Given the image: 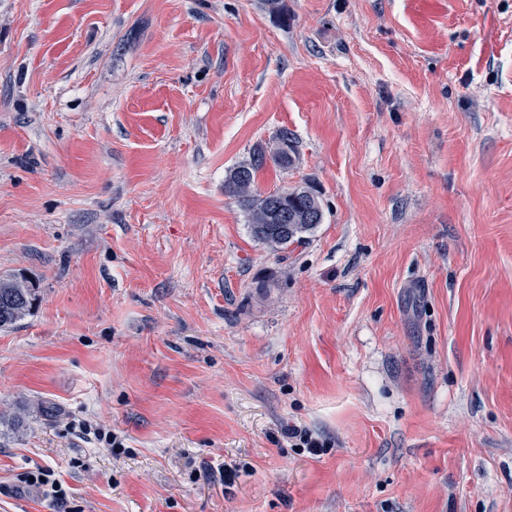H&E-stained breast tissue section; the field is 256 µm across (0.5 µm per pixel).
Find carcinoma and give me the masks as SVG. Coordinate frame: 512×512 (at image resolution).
Here are the masks:
<instances>
[{
	"label": "carcinoma",
	"instance_id": "1",
	"mask_svg": "<svg viewBox=\"0 0 512 512\" xmlns=\"http://www.w3.org/2000/svg\"><path fill=\"white\" fill-rule=\"evenodd\" d=\"M274 140L281 146H258L249 159L231 169L224 178V194L234 198L243 212L252 238L273 252H286L313 235L324 222L318 196L307 186L257 190V177L267 164L286 170L297 154L296 138L286 128ZM38 289L15 276L0 277V329L15 325L30 313Z\"/></svg>",
	"mask_w": 512,
	"mask_h": 512
}]
</instances>
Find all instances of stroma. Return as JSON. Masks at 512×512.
<instances>
[{
  "label": "stroma",
  "instance_id": "stroma-1",
  "mask_svg": "<svg viewBox=\"0 0 512 512\" xmlns=\"http://www.w3.org/2000/svg\"><path fill=\"white\" fill-rule=\"evenodd\" d=\"M14 275L0 512H512V0H0ZM274 141L253 150L249 159L231 169L224 178V193L236 200L243 212L252 238L273 252H288L294 244H301L323 224L325 213L318 196L307 186L276 188L269 192L257 190V177L268 161L286 170L294 163L297 142L288 128L277 131ZM288 212V223L280 218ZM271 215L275 221H271ZM38 288L15 276L0 277V329L10 328L30 313Z\"/></svg>",
  "mask_w": 512,
  "mask_h": 512
}]
</instances>
